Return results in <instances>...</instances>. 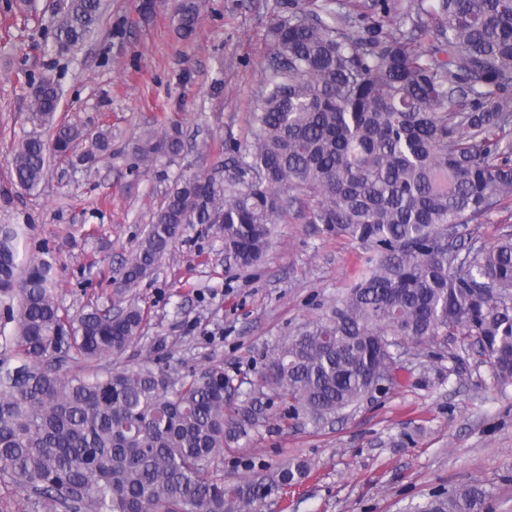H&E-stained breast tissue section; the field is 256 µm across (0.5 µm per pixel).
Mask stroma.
Listing matches in <instances>:
<instances>
[{
  "label": "stroma",
  "instance_id": "obj_1",
  "mask_svg": "<svg viewBox=\"0 0 512 512\" xmlns=\"http://www.w3.org/2000/svg\"><path fill=\"white\" fill-rule=\"evenodd\" d=\"M139 2L109 0L98 33L62 57L40 35L53 0H37L29 23L22 10L0 11V224L27 225V255L55 257L56 299L73 313L110 303L114 271L131 259L175 178L223 164L226 144L250 141L271 53L276 0H204L188 38L177 32L174 0H157L145 16ZM31 76L60 84L57 120L108 129L111 142L89 168L50 158L45 179L26 193L9 161L32 129ZM172 125L183 153L142 164L136 141ZM363 257L357 240L292 214L275 224L263 261L240 271L225 260L219 225H183L130 292L147 321L128 355L138 361L160 346L183 373L222 365L241 403L278 342L329 313ZM407 366L401 386L318 430L289 425L282 406H266L265 422L226 449L225 481L300 457L310 476L272 489L255 512H402L473 482L494 491L486 512H512V386L499 388L482 357L452 339L414 347Z\"/></svg>",
  "mask_w": 512,
  "mask_h": 512
}]
</instances>
